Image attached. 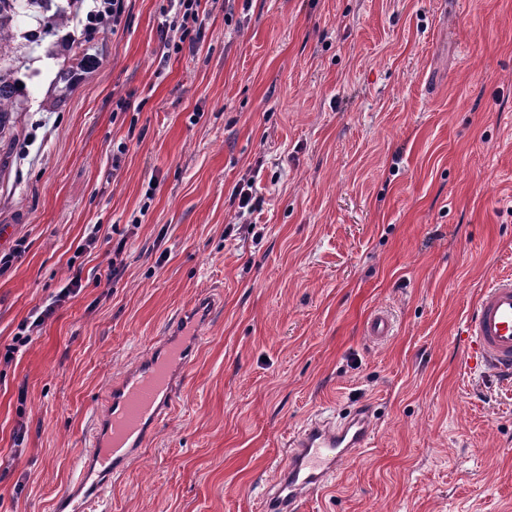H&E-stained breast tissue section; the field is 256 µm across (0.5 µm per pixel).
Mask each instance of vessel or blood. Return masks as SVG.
<instances>
[{
    "label": "vessel or blood",
    "instance_id": "1",
    "mask_svg": "<svg viewBox=\"0 0 512 512\" xmlns=\"http://www.w3.org/2000/svg\"><path fill=\"white\" fill-rule=\"evenodd\" d=\"M209 313L208 303L201 300L184 308L173 322L174 328L184 329V338L166 337L150 356L127 366L113 380L81 456L78 489L60 497L61 512H105L113 477L130 466L170 414L201 341L199 322ZM393 330L384 312L372 315L366 324L367 336L375 340ZM464 339L465 369L512 379V276L494 277L482 290L466 318ZM373 426L366 406L338 421L310 417L288 439L286 460L276 466L262 498L264 512H299L307 497L328 488L345 463L368 446Z\"/></svg>",
    "mask_w": 512,
    "mask_h": 512
}]
</instances>
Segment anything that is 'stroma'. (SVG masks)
I'll return each instance as SVG.
<instances>
[{
    "label": "stroma",
    "instance_id": "stroma-1",
    "mask_svg": "<svg viewBox=\"0 0 512 512\" xmlns=\"http://www.w3.org/2000/svg\"><path fill=\"white\" fill-rule=\"evenodd\" d=\"M166 5L128 0L84 42L96 65L58 109L85 0L14 62L0 512H56L113 378L212 294L111 512H259L289 436L361 403L368 447L302 512H512V388L461 365L468 312L512 275V0H202L203 42L165 58ZM249 176L263 208L225 236ZM76 267L81 293L5 360ZM379 310L395 330L376 341ZM394 325L385 312L372 315L366 324V335L374 340L385 339L393 333Z\"/></svg>",
    "mask_w": 512,
    "mask_h": 512
}]
</instances>
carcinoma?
Instances as JSON below:
<instances>
[{"mask_svg": "<svg viewBox=\"0 0 512 512\" xmlns=\"http://www.w3.org/2000/svg\"><path fill=\"white\" fill-rule=\"evenodd\" d=\"M53 0H0V143L11 145L18 135L17 124L19 106L24 95V88L17 71L11 64L19 48L21 9H26L29 17L34 18L33 8L47 10ZM82 39L72 38L69 54L77 60V65L63 66L58 72V83L62 92H67L75 81L76 71L88 69L94 61L81 56Z\"/></svg>", "mask_w": 512, "mask_h": 512, "instance_id": "1", "label": "carcinoma"}]
</instances>
